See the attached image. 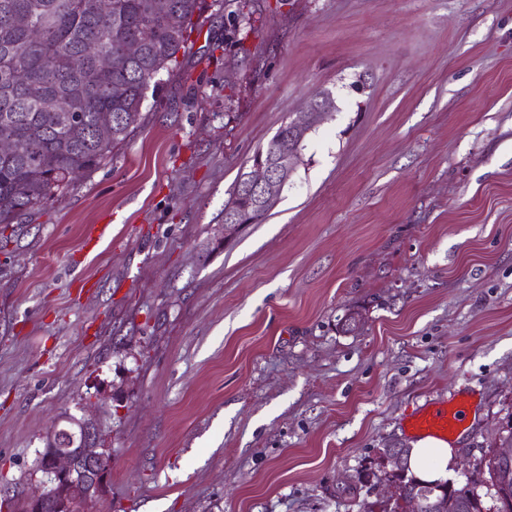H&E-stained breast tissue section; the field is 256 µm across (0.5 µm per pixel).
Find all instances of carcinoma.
<instances>
[{"mask_svg":"<svg viewBox=\"0 0 512 512\" xmlns=\"http://www.w3.org/2000/svg\"><path fill=\"white\" fill-rule=\"evenodd\" d=\"M146 0H0V138L14 140L19 151L0 155V224H14L26 212L67 189L78 174L101 167L112 150L125 143L140 118L150 88L162 83L177 54L186 49L196 27L202 0H169L165 11L149 12ZM27 17L25 27L15 23ZM142 43L136 56L125 53L130 42ZM112 57L110 68L95 69L98 55ZM49 99L68 103L73 117L64 121L45 108ZM110 113L115 121L107 140L98 121ZM299 139L283 123L261 154L298 150ZM236 217L260 223L265 213L249 209L234 192L225 206ZM494 486L499 512H512V462L493 451L465 477L460 488L444 485L422 495L427 484L410 468L381 477L371 467L355 476V486L376 489L390 484L403 500H418L420 512H484L477 487L484 476ZM359 512H398L387 497L359 501Z\"/></svg>","mask_w":512,"mask_h":512,"instance_id":"cac0c4a2","label":"carcinoma"}]
</instances>
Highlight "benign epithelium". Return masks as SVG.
<instances>
[{"label":"benign epithelium","mask_w":512,"mask_h":512,"mask_svg":"<svg viewBox=\"0 0 512 512\" xmlns=\"http://www.w3.org/2000/svg\"><path fill=\"white\" fill-rule=\"evenodd\" d=\"M296 158V152L284 150L255 160L245 186L256 197L260 209L271 208L276 190L288 182ZM72 424L80 435L77 445L64 440V428L55 426L47 433L46 451L52 466L44 475L42 491L22 500L24 512H42L48 503L57 512H91L92 503L105 492L112 456L98 447V424L88 418H75ZM405 457L406 449L394 446L385 449L381 462L399 470Z\"/></svg>","instance_id":"obj_1"}]
</instances>
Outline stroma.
Listing matches in <instances>:
<instances>
[{
	"instance_id": "1",
	"label": "stroma",
	"mask_w": 512,
	"mask_h": 512,
	"mask_svg": "<svg viewBox=\"0 0 512 512\" xmlns=\"http://www.w3.org/2000/svg\"><path fill=\"white\" fill-rule=\"evenodd\" d=\"M197 23L107 164L0 224V497L39 491L65 414L112 455L92 512H358L347 485L429 402L467 401L449 440L478 462L512 433V0ZM323 92L220 246L238 176ZM291 121H286L279 127L272 141L265 150L258 151L254 160L259 154L277 152L275 154L261 155L253 163V171L248 173L246 189L257 199L260 210H269L276 200V190L288 182L293 172L298 148L300 146L297 135L292 133ZM295 151H288V150ZM284 150V151H281Z\"/></svg>"
}]
</instances>
